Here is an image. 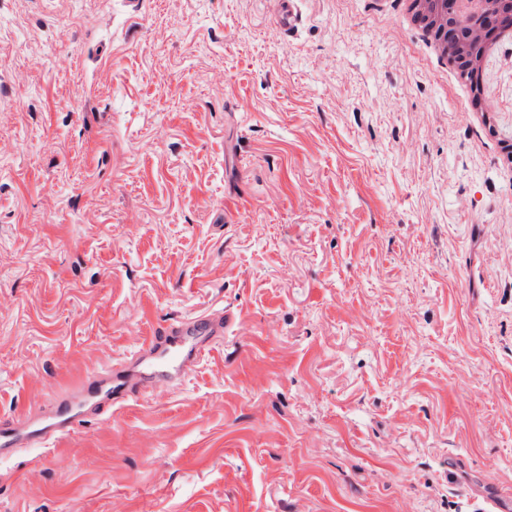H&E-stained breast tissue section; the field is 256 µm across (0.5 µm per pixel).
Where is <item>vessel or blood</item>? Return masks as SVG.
Returning a JSON list of instances; mask_svg holds the SVG:
<instances>
[{
	"mask_svg": "<svg viewBox=\"0 0 512 512\" xmlns=\"http://www.w3.org/2000/svg\"><path fill=\"white\" fill-rule=\"evenodd\" d=\"M223 334V310L181 318L148 341L136 362L94 376L82 386L79 396L102 395L114 406H124L135 397L134 387L145 377L163 378L173 383L181 381L191 366L204 356L212 340ZM76 398L70 395L59 399L48 424L32 425L23 418L12 425L0 426V451L11 454L20 448L39 447L74 431L85 416Z\"/></svg>",
	"mask_w": 512,
	"mask_h": 512,
	"instance_id": "vessel-or-blood-1",
	"label": "vessel or blood"
}]
</instances>
